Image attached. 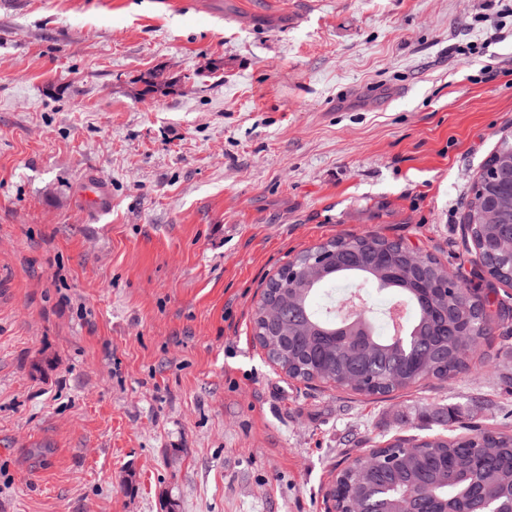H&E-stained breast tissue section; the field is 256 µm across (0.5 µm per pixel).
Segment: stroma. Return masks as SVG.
I'll list each match as a JSON object with an SVG mask.
<instances>
[{"label": "stroma", "mask_w": 512, "mask_h": 512, "mask_svg": "<svg viewBox=\"0 0 512 512\" xmlns=\"http://www.w3.org/2000/svg\"><path fill=\"white\" fill-rule=\"evenodd\" d=\"M499 9L0 6V512H327L337 469L424 435L419 411L512 420V320L469 371L382 400L289 378L253 332L278 268L343 234L504 293L462 221L512 132Z\"/></svg>", "instance_id": "35a3bbf8"}]
</instances>
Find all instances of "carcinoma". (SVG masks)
Here are the masks:
<instances>
[{"label":"carcinoma","mask_w":512,"mask_h":512,"mask_svg":"<svg viewBox=\"0 0 512 512\" xmlns=\"http://www.w3.org/2000/svg\"><path fill=\"white\" fill-rule=\"evenodd\" d=\"M468 240L484 255L481 266L492 280L512 286V136L501 138L473 185L463 214ZM336 255V269L308 276L295 265L294 279L278 300L284 318L274 333L253 315L255 338L288 376L307 384H333L365 397L380 398L470 368L481 342L512 318L506 299L479 296L460 275L434 256L396 248L380 235H339L318 246ZM356 278L361 291L373 285L405 302L410 319L398 333L383 335L378 314L364 312V349L350 336H335L344 325L336 309L318 301L321 287ZM365 376L355 383L348 374ZM425 419L459 432L406 439L404 448H373L360 465L338 478L341 512H512V431L485 430L461 423L458 408L439 407Z\"/></svg>","instance_id":"carcinoma-1"}]
</instances>
